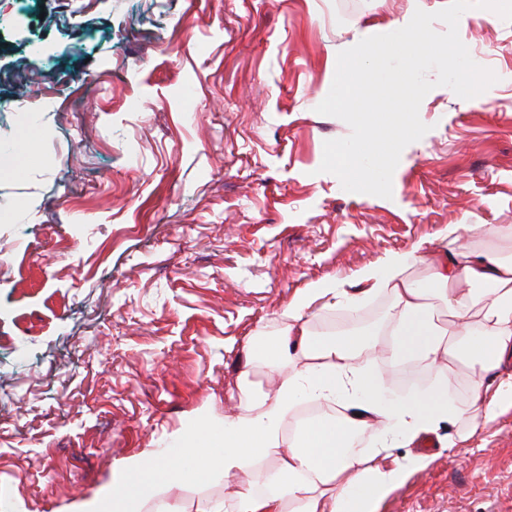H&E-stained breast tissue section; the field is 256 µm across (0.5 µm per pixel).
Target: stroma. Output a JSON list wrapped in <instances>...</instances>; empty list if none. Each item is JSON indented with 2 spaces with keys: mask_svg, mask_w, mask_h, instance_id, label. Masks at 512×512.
<instances>
[{
  "mask_svg": "<svg viewBox=\"0 0 512 512\" xmlns=\"http://www.w3.org/2000/svg\"><path fill=\"white\" fill-rule=\"evenodd\" d=\"M449 0H0V512H65L190 418L233 413L248 336L312 283L389 254L512 256V22L459 36L488 106L437 87L391 198L320 172L337 55ZM32 84L19 95L17 82ZM465 406L478 375L424 367ZM380 512H512V408Z\"/></svg>",
  "mask_w": 512,
  "mask_h": 512,
  "instance_id": "1",
  "label": "stroma"
}]
</instances>
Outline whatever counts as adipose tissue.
I'll list each match as a JSON object with an SVG mask.
<instances>
[{
  "instance_id": "1",
  "label": "adipose tissue",
  "mask_w": 512,
  "mask_h": 512,
  "mask_svg": "<svg viewBox=\"0 0 512 512\" xmlns=\"http://www.w3.org/2000/svg\"><path fill=\"white\" fill-rule=\"evenodd\" d=\"M415 262L411 253L390 254L361 271L352 292L332 279L304 289L275 334L250 337L243 348L246 361L261 360L275 374V395L242 380L235 414L192 419L171 437L177 454L130 458L126 480L76 502L70 512H101L105 502L137 512L154 501L160 512H378L409 473L427 467L429 456L409 450L422 434L441 422L473 424L512 408V378L483 380L512 350V258L464 243L436 256L424 282L410 274ZM459 282L466 291H455ZM382 293L390 298L382 329L312 333V317ZM382 341L395 358L416 363L465 354L481 375L467 406H449L444 385L388 397L381 374L366 364ZM303 400L338 405L342 412L288 434L285 423ZM368 429L378 432L379 442L365 459L351 444ZM400 448L406 456H397ZM267 461L280 484L263 491L249 477ZM192 475L225 479L223 498L192 506L173 499L172 491Z\"/></svg>"
}]
</instances>
